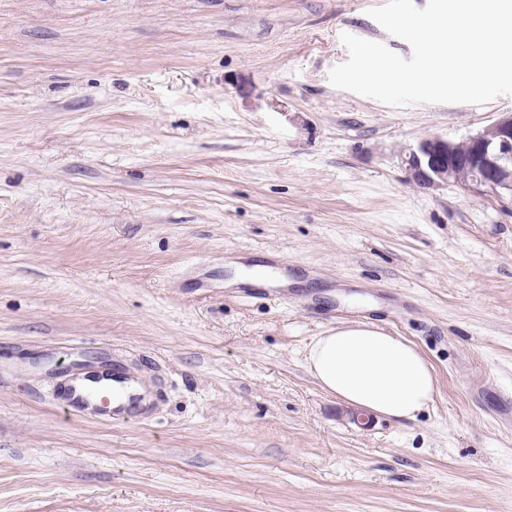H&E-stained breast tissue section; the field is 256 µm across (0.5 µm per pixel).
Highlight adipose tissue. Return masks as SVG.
I'll return each instance as SVG.
<instances>
[{"label": "adipose tissue", "instance_id": "obj_1", "mask_svg": "<svg viewBox=\"0 0 512 512\" xmlns=\"http://www.w3.org/2000/svg\"><path fill=\"white\" fill-rule=\"evenodd\" d=\"M306 362L328 394L381 416L415 418L436 392L435 372L416 346L368 323L328 328Z\"/></svg>", "mask_w": 512, "mask_h": 512}]
</instances>
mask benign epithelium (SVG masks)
I'll list each match as a JSON object with an SVG mask.
<instances>
[{
    "label": "benign epithelium",
    "instance_id": "1",
    "mask_svg": "<svg viewBox=\"0 0 512 512\" xmlns=\"http://www.w3.org/2000/svg\"><path fill=\"white\" fill-rule=\"evenodd\" d=\"M468 151L457 142L427 137L407 149L403 164L411 180L421 188L457 182V172L466 168L471 178L460 184L468 194L512 202V111L502 112L484 130L466 138Z\"/></svg>",
    "mask_w": 512,
    "mask_h": 512
}]
</instances>
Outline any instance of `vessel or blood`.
I'll return each mask as SVG.
<instances>
[{
  "mask_svg": "<svg viewBox=\"0 0 512 512\" xmlns=\"http://www.w3.org/2000/svg\"><path fill=\"white\" fill-rule=\"evenodd\" d=\"M69 408L89 409L113 422L139 417L151 401L148 387L120 362H113L108 377L70 379L65 392Z\"/></svg>",
  "mask_w": 512,
  "mask_h": 512,
  "instance_id": "vessel-or-blood-1",
  "label": "vessel or blood"
}]
</instances>
